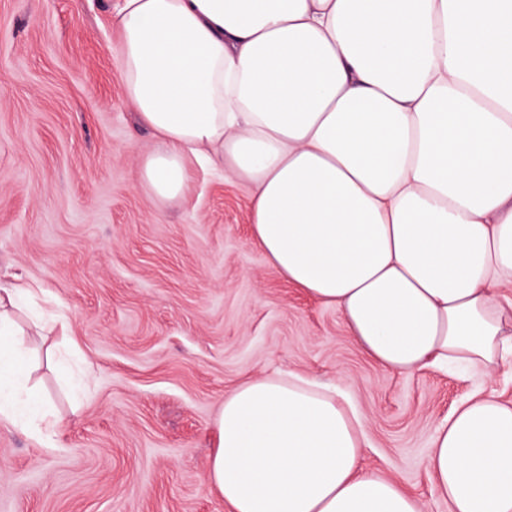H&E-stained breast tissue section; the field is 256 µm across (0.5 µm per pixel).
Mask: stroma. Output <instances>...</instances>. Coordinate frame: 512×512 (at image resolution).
I'll return each mask as SVG.
<instances>
[{"label": "stroma", "instance_id": "stroma-1", "mask_svg": "<svg viewBox=\"0 0 512 512\" xmlns=\"http://www.w3.org/2000/svg\"><path fill=\"white\" fill-rule=\"evenodd\" d=\"M110 4L0 0V279L69 320L40 412L0 419V512H227L207 482L224 395L288 372L355 402L365 470L448 512L432 436L472 394L512 403V366L382 369L254 244L247 185L196 165L180 199L151 196Z\"/></svg>", "mask_w": 512, "mask_h": 512}]
</instances>
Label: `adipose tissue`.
<instances>
[{
    "instance_id": "ef3b65f1",
    "label": "adipose tissue",
    "mask_w": 512,
    "mask_h": 512,
    "mask_svg": "<svg viewBox=\"0 0 512 512\" xmlns=\"http://www.w3.org/2000/svg\"><path fill=\"white\" fill-rule=\"evenodd\" d=\"M110 21L156 199L192 157L247 184L254 243L382 368L512 362V0H114ZM33 293L0 282L19 355L46 330ZM215 429L229 512H425L301 376L240 384ZM427 469L448 512H512V405L459 403Z\"/></svg>"
}]
</instances>
